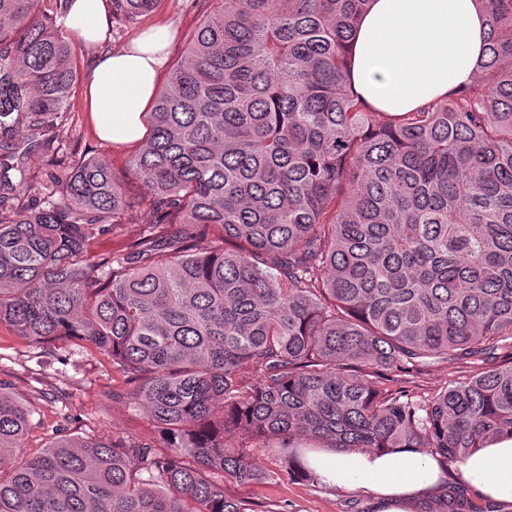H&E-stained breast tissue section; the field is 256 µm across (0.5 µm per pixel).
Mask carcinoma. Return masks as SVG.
<instances>
[{"mask_svg": "<svg viewBox=\"0 0 512 512\" xmlns=\"http://www.w3.org/2000/svg\"><path fill=\"white\" fill-rule=\"evenodd\" d=\"M158 0H112L130 20ZM368 0H222L146 115L131 171L162 220L88 260L135 211L109 165L59 196L17 195L0 164V323L78 339L127 375L156 444L59 435L21 458L35 409L0 381V512H246L224 478L275 448H420L458 465L512 434V0H480L476 80L414 112L371 111L348 45ZM70 0H0V141L57 127L76 64ZM430 359L481 371L429 401L385 387ZM256 378L242 386L244 373Z\"/></svg>", "mask_w": 512, "mask_h": 512, "instance_id": "carcinoma-1", "label": "carcinoma"}]
</instances>
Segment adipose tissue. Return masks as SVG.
Listing matches in <instances>:
<instances>
[{"mask_svg":"<svg viewBox=\"0 0 512 512\" xmlns=\"http://www.w3.org/2000/svg\"><path fill=\"white\" fill-rule=\"evenodd\" d=\"M65 24L78 39H105V0H73ZM488 27L479 0H369L351 40V80L368 107L410 112L473 83L486 56ZM174 32L154 26L94 62L86 96L96 132L115 143H140ZM302 463L323 485L359 490L377 512H411L444 478L435 458L415 449L344 453L318 449ZM463 482L486 501L512 507V436L489 440L459 466Z\"/></svg>","mask_w":512,"mask_h":512,"instance_id":"ef3b65f1","label":"adipose tissue"}]
</instances>
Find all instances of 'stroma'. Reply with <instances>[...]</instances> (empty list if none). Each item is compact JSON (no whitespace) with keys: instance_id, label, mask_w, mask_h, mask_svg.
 I'll return each mask as SVG.
<instances>
[{"instance_id":"1","label":"stroma","mask_w":512,"mask_h":512,"mask_svg":"<svg viewBox=\"0 0 512 512\" xmlns=\"http://www.w3.org/2000/svg\"><path fill=\"white\" fill-rule=\"evenodd\" d=\"M211 8L210 0H159L152 12L135 19L111 16L105 41L85 43L69 38L77 78L71 90V107L62 124L40 137L38 145H29L20 137L0 147V158L12 166V181L24 183L15 206L28 207L43 201L60 187L78 162L92 158L108 163L130 195H143V187L129 171L136 146L100 139L91 122L85 91L92 64L103 52L125 47L148 27L169 25L175 38L158 79L159 85H166L191 33ZM156 221L155 211L147 204L115 219L89 242L88 257L96 259L124 250ZM477 370V364L469 361L433 359L419 369L393 373L388 387L426 400L450 381ZM0 380L8 382L10 392L20 401L38 407L24 440L27 449L44 447L62 425L75 436L102 441L147 440L156 435L146 411L113 399V392L124 387V376L113 367L111 358L86 342L34 345L16 336L8 325L0 324ZM252 454L268 471V478L249 485L230 480L224 483L225 497L242 502L249 512H375L372 501L361 491L310 485L278 473L275 452L256 448ZM444 472L451 493L444 499L431 496L417 505L415 512H503L500 506L482 502L460 481L455 467H445Z\"/></svg>"}]
</instances>
